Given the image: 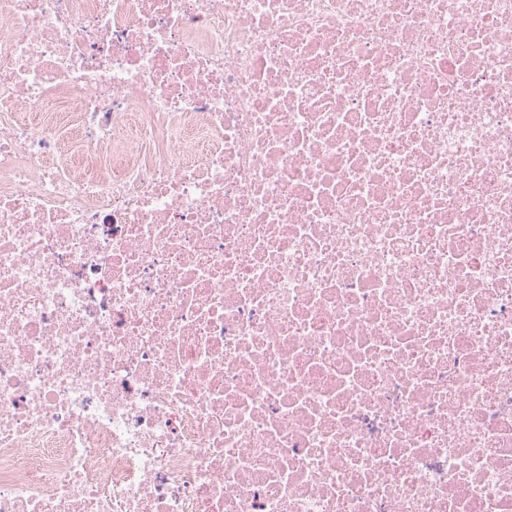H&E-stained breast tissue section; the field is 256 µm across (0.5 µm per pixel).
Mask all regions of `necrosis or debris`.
<instances>
[{
    "label": "necrosis or debris",
    "mask_w": 512,
    "mask_h": 512,
    "mask_svg": "<svg viewBox=\"0 0 512 512\" xmlns=\"http://www.w3.org/2000/svg\"><path fill=\"white\" fill-rule=\"evenodd\" d=\"M0 512H512V0H0Z\"/></svg>",
    "instance_id": "1"
}]
</instances>
